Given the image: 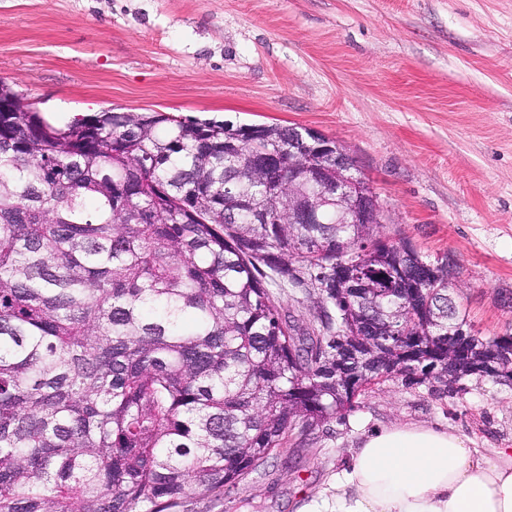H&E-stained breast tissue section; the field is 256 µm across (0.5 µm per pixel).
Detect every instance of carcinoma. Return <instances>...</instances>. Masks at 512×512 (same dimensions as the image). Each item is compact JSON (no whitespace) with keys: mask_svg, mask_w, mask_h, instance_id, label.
I'll return each mask as SVG.
<instances>
[{"mask_svg":"<svg viewBox=\"0 0 512 512\" xmlns=\"http://www.w3.org/2000/svg\"><path fill=\"white\" fill-rule=\"evenodd\" d=\"M288 126L258 143L288 147ZM217 122L102 110L65 129L0 112V512H175L235 488L288 434L355 403L350 380L400 371L415 350L448 391L499 348L473 335L448 356V286L427 261L339 224L336 199L299 168H250ZM292 180L319 224H257ZM355 262L365 288L336 314L302 277ZM305 292L318 327L292 325L271 285ZM430 313L404 343L395 288ZM362 352L351 359L350 349Z\"/></svg>","mask_w":512,"mask_h":512,"instance_id":"1","label":"carcinoma"}]
</instances>
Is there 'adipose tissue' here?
<instances>
[{
    "label": "adipose tissue",
    "instance_id": "ef3b65f1",
    "mask_svg": "<svg viewBox=\"0 0 512 512\" xmlns=\"http://www.w3.org/2000/svg\"><path fill=\"white\" fill-rule=\"evenodd\" d=\"M300 512H512V448L485 454L440 423L374 427Z\"/></svg>",
    "mask_w": 512,
    "mask_h": 512
}]
</instances>
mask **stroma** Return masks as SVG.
<instances>
[{
	"label": "stroma",
	"instance_id": "obj_1",
	"mask_svg": "<svg viewBox=\"0 0 512 512\" xmlns=\"http://www.w3.org/2000/svg\"><path fill=\"white\" fill-rule=\"evenodd\" d=\"M0 78L58 127L114 109L319 131L378 194L382 236L447 264L473 332H512V0H0ZM398 420L512 448V386L383 379L190 508L299 512Z\"/></svg>",
	"mask_w": 512,
	"mask_h": 512
}]
</instances>
